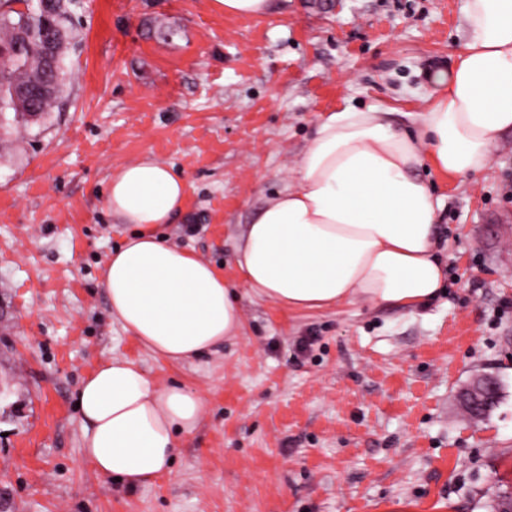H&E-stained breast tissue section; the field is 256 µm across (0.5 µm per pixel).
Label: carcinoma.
<instances>
[{"label": "carcinoma", "instance_id": "obj_1", "mask_svg": "<svg viewBox=\"0 0 512 512\" xmlns=\"http://www.w3.org/2000/svg\"><path fill=\"white\" fill-rule=\"evenodd\" d=\"M74 0H0V146L56 107L73 39ZM491 512H508L512 490L490 488Z\"/></svg>", "mask_w": 512, "mask_h": 512}]
</instances>
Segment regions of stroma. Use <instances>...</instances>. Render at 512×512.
Masks as SVG:
<instances>
[{"mask_svg": "<svg viewBox=\"0 0 512 512\" xmlns=\"http://www.w3.org/2000/svg\"><path fill=\"white\" fill-rule=\"evenodd\" d=\"M463 0H78L62 99L0 152V512H487L512 487V133L481 173L420 171L443 199L445 291L416 310L289 314L251 298L234 244L291 186L318 117L393 111L412 129L465 40ZM151 158L185 179L157 233L235 289L239 336L176 365L112 320L100 286L130 232L111 170ZM200 394L172 473L128 489L82 459L83 380L108 359ZM500 398L460 408L476 378ZM275 0H214L215 6L225 15L258 17L270 13Z\"/></svg>", "mask_w": 512, "mask_h": 512, "instance_id": "obj_1", "label": "stroma"}]
</instances>
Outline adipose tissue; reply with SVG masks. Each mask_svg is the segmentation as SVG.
<instances>
[{
    "label": "adipose tissue",
    "instance_id": "1",
    "mask_svg": "<svg viewBox=\"0 0 512 512\" xmlns=\"http://www.w3.org/2000/svg\"><path fill=\"white\" fill-rule=\"evenodd\" d=\"M468 39L451 71L433 75L416 132L387 110L322 115L295 185L263 207L235 244L249 294L290 313L344 303L413 309L436 298L443 267L435 198L418 171H484L512 130V0H465ZM184 177L145 158L109 179L107 208L136 230L101 278L109 311L140 345L185 363L239 335L234 292L214 267L157 237L181 209ZM82 454L128 488L168 474L179 436L199 426L205 401L179 385L156 387L114 357L79 390Z\"/></svg>",
    "mask_w": 512,
    "mask_h": 512
}]
</instances>
